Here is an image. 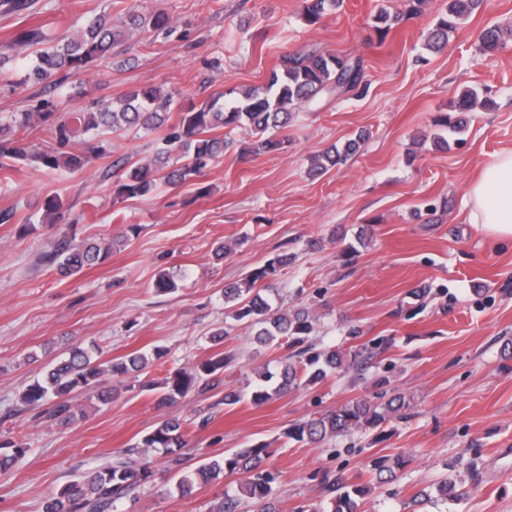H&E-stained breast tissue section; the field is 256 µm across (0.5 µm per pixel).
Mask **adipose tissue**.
Listing matches in <instances>:
<instances>
[{
  "instance_id": "obj_1",
  "label": "adipose tissue",
  "mask_w": 512,
  "mask_h": 512,
  "mask_svg": "<svg viewBox=\"0 0 512 512\" xmlns=\"http://www.w3.org/2000/svg\"><path fill=\"white\" fill-rule=\"evenodd\" d=\"M467 221L512 239V148L498 151L467 190Z\"/></svg>"
}]
</instances>
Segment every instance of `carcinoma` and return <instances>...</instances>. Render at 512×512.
<instances>
[{"instance_id":"1","label":"carcinoma","mask_w":512,"mask_h":512,"mask_svg":"<svg viewBox=\"0 0 512 512\" xmlns=\"http://www.w3.org/2000/svg\"><path fill=\"white\" fill-rule=\"evenodd\" d=\"M343 0H304V19L316 24L324 14L337 10ZM483 0H443L441 12L426 38V47L439 50L448 44L449 34L457 29L458 21L480 9ZM428 0H406L404 15H391L381 8L374 15L375 29L386 35L403 17H417ZM169 17L161 12L141 14L129 11L121 24L102 14L91 19L76 36L57 43L36 56L28 67L27 79L49 88L57 83L55 76L83 74L101 67L112 58V50L135 36L150 31L168 29ZM45 41L37 30H21L14 45L25 48ZM363 79L360 58L349 54L311 51L305 54H284L277 69L260 86L233 88L229 93L218 92L205 104L190 105L174 111L176 93L157 87L144 86L121 98L91 99L80 109L70 112H20L11 125H0V173L7 176L30 163L54 173L78 172L92 160L107 152L106 133L127 132L133 128L156 135L152 155L128 165L112 183V203L142 197L155 192L161 184L178 185L200 176L204 169L224 154L227 140L213 131L231 127L244 128L256 138V150L277 152L283 141L276 131L286 127L292 112L312 104L324 95L342 96L356 90ZM486 107L472 88H465L454 111L459 116L436 119L450 134L466 126L464 112ZM177 113L175 122L171 114ZM49 126L51 145L34 150L27 130L34 124ZM363 136L348 140L343 147L333 146L311 159L309 175L317 176L346 163L360 149ZM41 224L54 228L66 221V209L56 195L46 198L41 206ZM127 232H120L106 243H73L61 237L49 256L58 272L73 276L86 267H93L112 255V248L122 245ZM288 265V254H279L267 265L253 270L244 282L224 288V302H235L231 318L243 322L254 331L256 352L268 346H282L287 353L278 365L265 364L257 380L246 390H224V405L234 406L245 399L254 405L265 404L301 386L316 388L329 375L338 371L362 372L373 359L388 347L383 340L372 339L347 349L318 348L310 341L314 317L304 308L288 310L261 294L256 284L277 274ZM186 274L176 275L161 270L154 282L155 292L172 294ZM168 351L155 346L149 352L134 351L124 356L100 360L87 349L75 346L69 356L50 367L42 378L29 384L21 394V403L36 408L46 406L42 418L50 423L69 424L78 418L79 407L70 394L80 392L102 405L112 402V395L125 379L139 380L140 388L157 395L158 403L174 405L190 394L203 395L224 385V371L232 358L222 352L189 366L168 370L159 381L143 378L145 370L163 360ZM409 408L402 393L393 394L386 402L354 398L339 406L324 409L291 426L284 437L300 443H323L353 429L378 430L393 416ZM188 443L185 422L172 417L143 435L136 443L117 451L112 459L89 467L81 478L49 494L42 502L41 512H129L126 501L136 490L155 480L150 466V454L167 457L162 481H175V490L185 496L193 491L195 482L209 484L224 474H240L243 479L235 490H224V496L213 512H239L240 498H248V512H279L276 485L280 475L262 467L271 455L270 444L253 443L219 457L202 460L190 474L181 473V449ZM30 450L24 438L0 442V470L10 469ZM405 456H374L369 461L374 478L384 483L405 469ZM321 501L312 512H360L362 500L371 487L349 481L340 475L324 473L319 477ZM465 495L461 482L442 480L434 489L418 494L413 512L431 504L447 505Z\"/></svg>"}]
</instances>
